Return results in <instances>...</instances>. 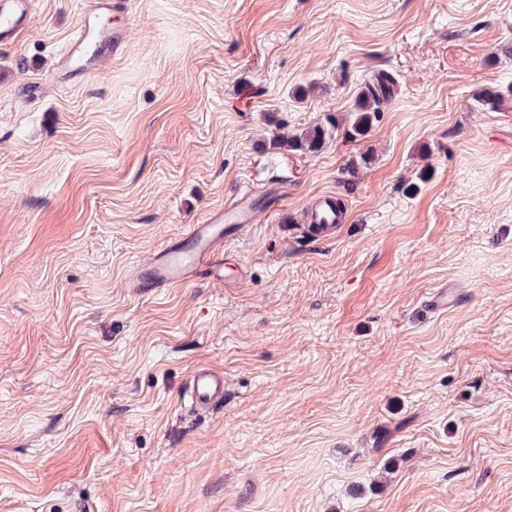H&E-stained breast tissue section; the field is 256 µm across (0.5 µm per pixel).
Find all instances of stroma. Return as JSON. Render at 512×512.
<instances>
[{"instance_id": "obj_1", "label": "stroma", "mask_w": 512, "mask_h": 512, "mask_svg": "<svg viewBox=\"0 0 512 512\" xmlns=\"http://www.w3.org/2000/svg\"><path fill=\"white\" fill-rule=\"evenodd\" d=\"M83 2L0 44V512H512V0H130L66 84ZM249 191L224 284L134 292ZM393 83L390 76L383 75L376 80V83H368L358 92L352 111L351 127L348 130V135L352 139L365 137L373 120L379 117L382 104L391 96ZM328 134L327 127L316 124L302 130L299 134L284 135L277 141L276 146L278 148H288L292 151L314 153L323 148ZM330 200L329 196L319 198L312 211L315 216L314 221L317 222V224H324L326 230L333 228L335 224H342L346 220V212L343 215H337L329 206ZM192 406L208 410L224 402V374L208 366H197L186 383Z\"/></svg>"}]
</instances>
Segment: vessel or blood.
<instances>
[{"label":"vessel or blood","instance_id":"1","mask_svg":"<svg viewBox=\"0 0 512 512\" xmlns=\"http://www.w3.org/2000/svg\"><path fill=\"white\" fill-rule=\"evenodd\" d=\"M32 0H0V43L7 44L24 29ZM128 0H86L75 35L62 54L58 70L68 79H81L97 72L101 50L116 53L123 48L121 32L105 27L101 19L117 9L128 8ZM258 197L210 210L176 240L160 249L143 269L135 272L131 286L137 293L173 288L196 277L223 283L224 262L218 252L224 239L241 225L249 223ZM186 388L196 409L208 410L224 401V375L207 366L190 373Z\"/></svg>","mask_w":512,"mask_h":512}]
</instances>
